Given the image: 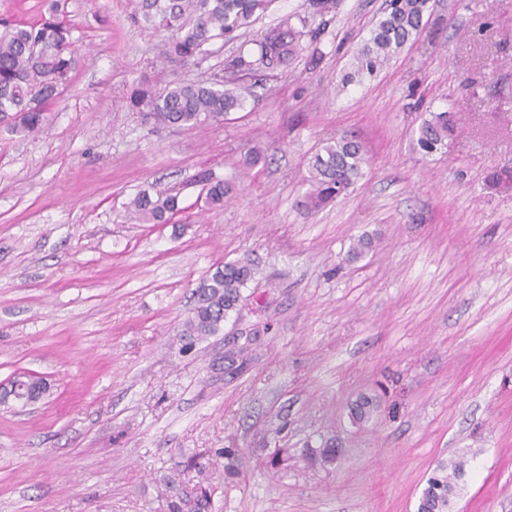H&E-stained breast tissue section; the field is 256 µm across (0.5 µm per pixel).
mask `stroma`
Instances as JSON below:
<instances>
[{
	"mask_svg": "<svg viewBox=\"0 0 512 512\" xmlns=\"http://www.w3.org/2000/svg\"><path fill=\"white\" fill-rule=\"evenodd\" d=\"M138 5L0 0L22 23L57 8L80 57L38 134L0 132V383L50 385L0 405V512H170L195 455L212 458L213 512H417L460 454L452 512H512V189L485 181L512 167V0H430L401 51L345 87L386 0H272L185 66L133 23ZM287 17L310 35L243 76L253 94L222 124L130 108L137 87L224 76ZM451 108L455 135L421 151L422 121ZM333 135L367 162L314 210L308 161ZM251 149L264 164L244 166ZM204 172L229 185L223 207ZM151 186L180 196L168 223L126 210ZM362 236L374 246L351 259ZM243 258L258 273L239 312L182 351L196 288ZM246 342L251 362H226ZM199 182L204 186L206 203L210 207L224 205V197L228 194L229 187L223 179H219L210 172H204L199 176Z\"/></svg>",
	"mask_w": 512,
	"mask_h": 512,
	"instance_id": "obj_1",
	"label": "stroma"
}]
</instances>
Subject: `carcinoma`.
Here are the masks:
<instances>
[{"instance_id":"1","label":"carcinoma","mask_w":512,"mask_h":512,"mask_svg":"<svg viewBox=\"0 0 512 512\" xmlns=\"http://www.w3.org/2000/svg\"><path fill=\"white\" fill-rule=\"evenodd\" d=\"M272 0H141L134 21L171 33L168 56L189 64L202 54L204 45L223 37L231 40L264 12ZM428 9V0H391L368 42L354 55L341 79L346 87L363 74L372 75L397 55L417 33ZM298 30L286 21L266 33L257 51L237 56L231 63L238 72L256 73L285 64L305 36L308 20ZM0 120L7 119L12 133L32 134L42 129L46 106L56 100L71 80L75 59L70 51V31L54 18L36 24L0 21ZM244 87L236 80L210 85L170 81L142 86L130 97L133 108L144 110L155 122L172 126H199L224 120L244 107ZM459 121L454 111L432 112L418 130L420 149L430 153L455 135ZM366 164L362 145L346 136L331 137L308 164V204L316 209L337 200L362 176ZM206 203L224 205L229 192L224 180L210 172L199 176ZM146 221L166 223L181 210L178 195L163 189L138 193L129 203ZM255 265L249 260L227 262L196 290V303L183 325V335L205 339L217 335L230 313L237 310L242 291L253 280ZM463 455L439 461L419 498L417 512H448V498L456 497L466 474ZM210 488L199 485L193 496V512H209Z\"/></svg>"}]
</instances>
